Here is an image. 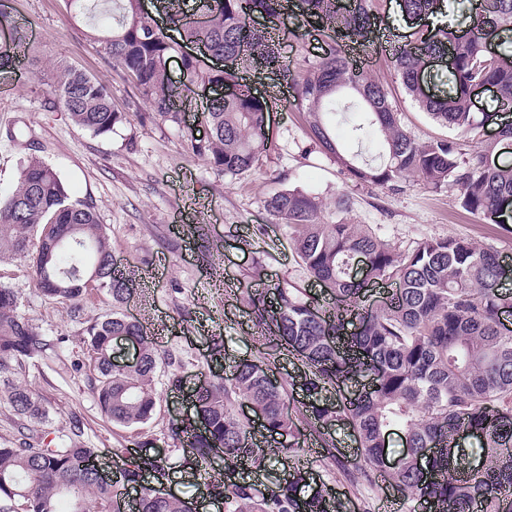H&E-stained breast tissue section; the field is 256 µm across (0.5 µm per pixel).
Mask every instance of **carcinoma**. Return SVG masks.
Wrapping results in <instances>:
<instances>
[{
  "label": "carcinoma",
  "mask_w": 512,
  "mask_h": 512,
  "mask_svg": "<svg viewBox=\"0 0 512 512\" xmlns=\"http://www.w3.org/2000/svg\"><path fill=\"white\" fill-rule=\"evenodd\" d=\"M285 0H193L192 11L209 21H188L185 0H157L169 27L161 28L145 11L143 0H112V27L98 37L119 66L164 122L183 124L185 92L205 83L224 86L237 81L239 69H276L293 83L297 107L309 116L317 143L357 182L393 190L403 180L457 194L459 205L487 224L504 222L512 207V167L490 164L505 143L512 144V125L499 131L496 142L481 138L486 113L475 111L468 88L491 84L498 103L512 102V65L496 63L488 52L495 40L512 41V0H400L406 17L433 18L434 28L413 33V39L392 49L393 65L406 92L439 124L473 143L468 153L446 139L419 142L397 118L384 86L362 71L351 70L338 37L359 40L371 26L369 0H301L297 27L327 34L323 55L295 71L282 63L269 32L250 25L253 14L274 16ZM185 43L203 45L216 57L234 59L228 69H208L182 53ZM456 48L454 67L433 78L448 93L423 97L418 84L425 57ZM21 38L0 47V78L15 64ZM180 55L182 80L173 83L169 62ZM56 103L72 122L95 136L112 134L125 116L112 105L109 87L97 78L66 65L55 69ZM367 116L352 127L361 138L380 132L378 162L348 156L334 137L325 116L342 96ZM269 104L247 93L233 99L215 97L202 111L206 138L185 133L186 144L217 172L239 176L252 171L267 151L265 131ZM321 202L311 193L280 189L266 208L288 226L294 248L313 281L333 299L321 313L315 302L296 288L275 286L277 306L256 293L250 299L253 325L263 343L256 360L234 366L228 383L197 390L194 417L205 420L197 432L185 421L172 423L176 440L192 438L182 466L195 472L212 459L221 444L223 477L206 486V494L222 500L232 512H342L341 503L322 490L308 498L298 488L312 480L306 468L294 467L287 483L264 494L236 478L245 467L264 465L265 449L251 437L249 423L229 406L235 396L263 420L272 436L288 440L285 453L302 450L309 435L342 470L353 487H390L402 512H512V501L500 496L512 489V330L503 327L502 310L512 298L492 293L487 283L499 276V254L465 238H438L399 251L359 224L317 221ZM28 257L39 291L71 305L90 288H103L114 305L135 291L134 283L109 264L112 248L93 207L68 201L59 174L37 157L23 164L15 187L0 197V253ZM367 259L366 278L353 275L354 261ZM391 281L395 289L378 309L366 307L367 282ZM98 373V404L112 423L135 429L154 414L158 397L154 374L162 357L143 328L117 311L86 329ZM132 336L139 346L134 365L117 367L112 345ZM42 348L28 319L19 313L18 295L0 286V393L23 428L49 417L40 397L14 383L16 365ZM286 351L301 362V389L309 401L290 410L282 385L272 381L266 355ZM338 425L358 437L354 455L343 456L331 431ZM398 426L405 435L401 465L384 469L388 432ZM469 430L478 447L459 444ZM142 452L121 470L112 490L80 468L93 454L78 432L53 447L27 441L0 447V512H95L112 507L121 512L123 490L139 484L149 471L164 470L162 458L139 442ZM138 512H192V503L154 488L143 489Z\"/></svg>",
  "instance_id": "cac0c4a2"
}]
</instances>
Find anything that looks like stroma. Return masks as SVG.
I'll use <instances>...</instances> for the list:
<instances>
[{"label":"stroma","mask_w":512,"mask_h":512,"mask_svg":"<svg viewBox=\"0 0 512 512\" xmlns=\"http://www.w3.org/2000/svg\"><path fill=\"white\" fill-rule=\"evenodd\" d=\"M21 26L27 44L9 81H0V195L15 185L26 154L42 158L61 177L70 201L92 206L108 234L112 255L135 282L136 292L122 310L142 326H155L163 363L154 388L160 397L150 421L129 430L112 424L94 394L97 372L86 329L111 315L112 297L90 289L80 319L66 303L37 290L27 258L0 259V286L14 289L19 311L36 328L45 350L22 360L15 378L36 392L51 410L32 442L53 446L61 432L79 427L94 448L105 474L134 440L150 441L169 466L167 487L192 498L196 487L183 483L182 445L170 436L175 415L186 413L189 395L201 379L228 377L240 360L256 357L261 344L251 320L252 294H272L276 284L301 288L327 309L332 301L313 282L294 253L288 228L265 207L275 190L297 188L322 201L320 220L347 218L378 238L406 251L431 238L462 237L498 252L512 283V223L485 224L464 211L448 188L430 190L402 182L394 190L357 183L313 139L299 109L269 114V149L255 170L230 177L218 173L187 147L184 132L205 134L203 99L189 95L187 129L161 122L124 72L113 65L96 40L95 22L68 0H0ZM394 0H372L371 27L351 56L388 90L400 122L417 141L457 140L456 131L438 125L404 90L385 51L404 41L410 23L396 13ZM289 16L276 21L279 51L290 67H306L322 53L324 34L300 37ZM64 63L107 83L112 102L126 120L107 137L75 126L54 105L51 73ZM27 127L28 143L9 141L12 128ZM352 209L340 215L338 194ZM224 346L222 361L211 357L213 342ZM181 387H172V377ZM299 462L317 474L325 488L348 503L350 512H379L391 489L351 488L324 452H304Z\"/></svg>","instance_id":"1"}]
</instances>
